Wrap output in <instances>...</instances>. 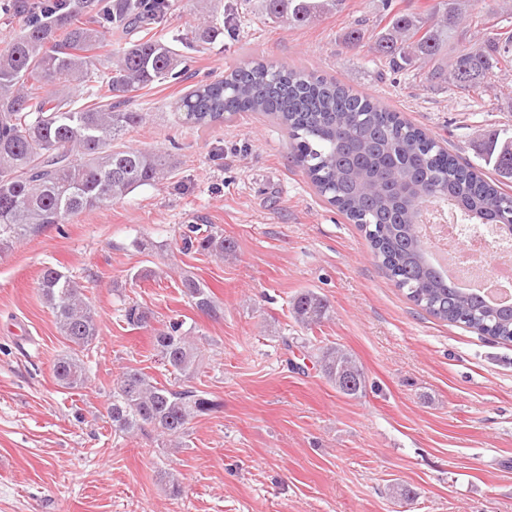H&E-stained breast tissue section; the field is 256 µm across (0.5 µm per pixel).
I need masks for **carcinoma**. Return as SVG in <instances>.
Listing matches in <instances>:
<instances>
[{
    "instance_id": "obj_1",
    "label": "carcinoma",
    "mask_w": 512,
    "mask_h": 512,
    "mask_svg": "<svg viewBox=\"0 0 512 512\" xmlns=\"http://www.w3.org/2000/svg\"><path fill=\"white\" fill-rule=\"evenodd\" d=\"M86 0H70L60 12L43 10L0 53V251L53 224L118 202L133 189L160 180L167 169L159 153L115 149L142 121L122 108L139 90L177 80L184 55L153 38L141 37L114 54H94L109 31L128 36L164 18L174 3L162 0L153 15L141 0H116L104 13L89 14ZM345 0H263L265 16L293 27L310 24L343 8ZM461 0H437L426 10L412 2L388 8L385 24L372 35L370 51L403 69L417 63L430 77L459 89L476 88L512 56V32L495 33L480 43L466 39ZM240 22L238 3L224 10V21L178 34L184 50L198 48ZM51 92L45 91L48 84ZM105 88L121 98L110 104L80 106L89 90ZM182 121L193 127L222 123L239 112H262L288 130L298 165L317 192L365 232L372 253L395 285L427 314L461 324L483 336L512 342V307L489 306L448 280L434 264L419 235L422 204L448 202L468 224L512 225V139L493 137L485 165L497 178H485L462 160L380 103L333 79L299 68L254 59L224 70V78L198 83L176 102ZM198 247L225 258L232 242L208 235ZM39 291L72 352L53 365L54 377L69 389L82 387L87 372L79 354L98 340V314L83 287L55 267L43 269ZM182 288L201 312L219 308L198 279ZM331 305L312 290L292 302L296 323L321 324ZM126 323L146 328L151 313L137 303L124 308ZM154 350L173 372L196 373L198 348L183 323L173 321L152 336ZM323 377L346 398L365 393L363 367L336 346L319 348ZM204 394L160 385L139 369L122 373L112 388V426L126 433L147 427L180 438L190 422L216 410Z\"/></svg>"
}]
</instances>
